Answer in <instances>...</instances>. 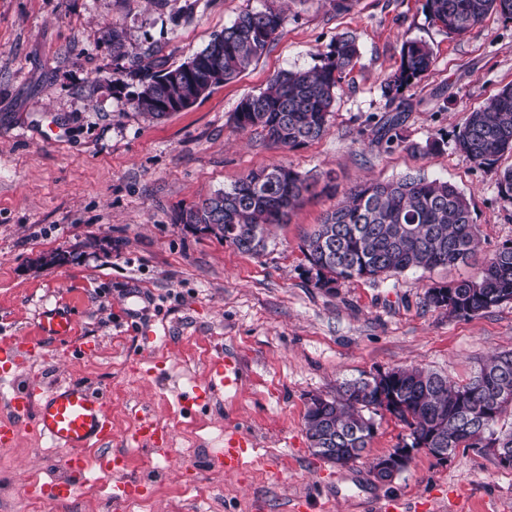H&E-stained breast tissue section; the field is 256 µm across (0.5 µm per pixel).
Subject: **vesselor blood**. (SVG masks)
<instances>
[{
    "instance_id": "1",
    "label": "vessel or blood",
    "mask_w": 512,
    "mask_h": 512,
    "mask_svg": "<svg viewBox=\"0 0 512 512\" xmlns=\"http://www.w3.org/2000/svg\"><path fill=\"white\" fill-rule=\"evenodd\" d=\"M40 342L32 337L0 344V362L22 364L32 357ZM13 416L0 420V445L9 446L21 425H28L53 447L69 450L67 483L52 486L53 500L74 495L84 469L83 454L112 440V422L99 394L86 386L69 383L43 392L25 387L16 390L10 400Z\"/></svg>"
}]
</instances>
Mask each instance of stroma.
<instances>
[{
  "label": "stroma",
  "instance_id": "stroma-1",
  "mask_svg": "<svg viewBox=\"0 0 512 512\" xmlns=\"http://www.w3.org/2000/svg\"><path fill=\"white\" fill-rule=\"evenodd\" d=\"M269 5L285 11L277 39L190 108L149 120L113 88V71L178 66L239 14ZM346 32L360 58L325 135L282 150L235 128L245 96L278 71L321 65ZM408 39L431 47L433 67L392 101L383 79ZM510 83L512 20L493 13L456 36L422 0H350L341 12L328 0H0V340L43 336L53 314L74 325L73 341L43 336L34 358L0 376V420L23 385L107 391L113 448L130 451L132 470L160 467L146 482L149 512H370L382 499L404 512H512V469L490 453L461 447L441 461L422 451L381 483L370 465L405 439L403 422L383 415L347 466L313 455L305 427L310 397L343 381L413 365L465 383L480 361L512 349V301L468 318L425 299L432 285L475 276L512 241L496 175L512 156L480 168L454 144L468 113ZM279 163L333 182L273 227L259 252L179 223L183 209ZM408 175L466 194L479 238L469 264L355 279L333 293L313 287L301 245L326 213L357 184ZM52 253L65 261L39 265ZM222 354L237 379L212 390L209 365ZM146 413L169 440L136 451L130 436ZM234 435L248 448L227 471L219 450ZM63 458L21 429L0 450V470L16 476L0 487V512H28L22 482L57 474ZM116 480L64 511L44 501L43 512H129L111 501Z\"/></svg>",
  "mask_w": 512,
  "mask_h": 512
}]
</instances>
